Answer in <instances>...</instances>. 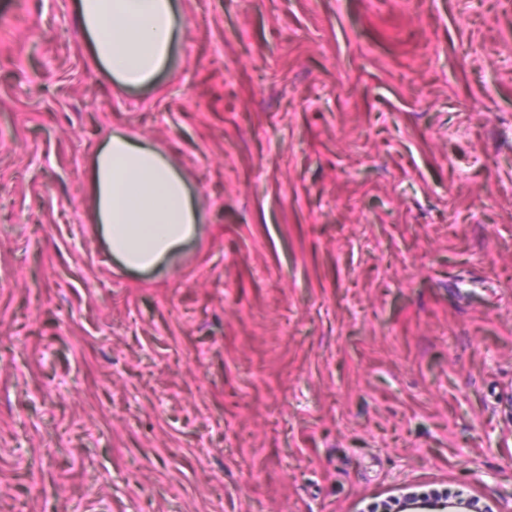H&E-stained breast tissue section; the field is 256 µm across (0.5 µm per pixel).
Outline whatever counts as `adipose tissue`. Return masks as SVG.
Here are the masks:
<instances>
[{"mask_svg": "<svg viewBox=\"0 0 512 512\" xmlns=\"http://www.w3.org/2000/svg\"><path fill=\"white\" fill-rule=\"evenodd\" d=\"M76 21L96 59L131 88L157 74L187 34L173 0H78ZM91 186L95 220L129 268L161 266L197 232L194 203L170 158L124 133L97 150Z\"/></svg>", "mask_w": 512, "mask_h": 512, "instance_id": "adipose-tissue-1", "label": "adipose tissue"}]
</instances>
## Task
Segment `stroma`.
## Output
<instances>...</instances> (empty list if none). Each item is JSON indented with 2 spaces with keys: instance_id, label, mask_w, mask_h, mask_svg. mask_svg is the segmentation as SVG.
<instances>
[{
  "instance_id": "1",
  "label": "stroma",
  "mask_w": 512,
  "mask_h": 512,
  "mask_svg": "<svg viewBox=\"0 0 512 512\" xmlns=\"http://www.w3.org/2000/svg\"><path fill=\"white\" fill-rule=\"evenodd\" d=\"M0 0V512H512V0H175L127 88ZM196 237L112 258L97 148ZM91 186L95 221L129 268L161 266L197 232L194 202L170 158L124 133L95 153Z\"/></svg>"
}]
</instances>
